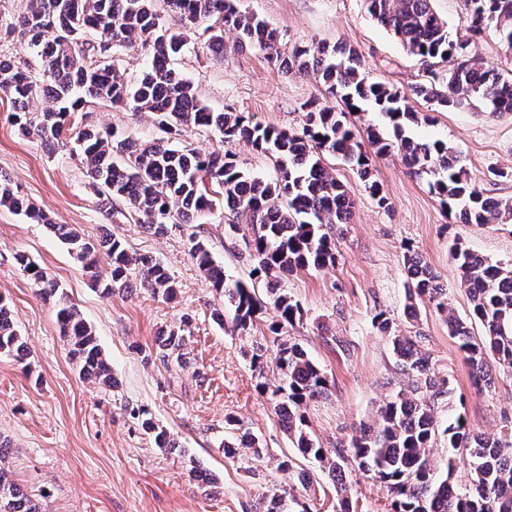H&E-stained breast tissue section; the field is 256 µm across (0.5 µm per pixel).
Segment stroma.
<instances>
[{
  "label": "stroma",
  "mask_w": 512,
  "mask_h": 512,
  "mask_svg": "<svg viewBox=\"0 0 512 512\" xmlns=\"http://www.w3.org/2000/svg\"><path fill=\"white\" fill-rule=\"evenodd\" d=\"M243 11L276 28L287 46L345 43L363 55L369 80L399 91L422 81L417 61L367 14L363 0H239ZM176 67L190 78L200 100L212 110L243 113L252 122L291 131L302 124V107L323 98L314 76L299 77L268 64L263 52L246 49L215 56L201 46L181 52ZM9 99L0 97V173L19 193L56 223L72 225L88 240L105 232L120 238L133 255L160 261L178 284L174 299L155 297L141 286L132 292L103 295L90 272L46 227L0 208V298L30 352L28 365L0 358V439L10 445L4 466L12 478L47 512H263L274 492L288 489L308 512H336V490L317 462L293 447L288 433L259 383H277L279 341L301 345L328 380L326 397L311 402L309 431L321 447H348L363 425L403 384L391 342L374 324L378 312L393 320L397 335L414 336L430 356L438 377L452 389L442 418L464 413L476 432L497 435L512 425V377L490 366L486 385L476 387L456 340L448 333V315L469 314L468 294L449 256L460 242L494 262L512 260L511 224H463L448 219L425 180L406 173L397 153L375 158V178L390 206L377 207L355 170L329 158L337 178L351 191L355 205L349 223L336 232L337 262L322 270H301L283 287L303 309L299 323L283 337L271 336L273 313L263 314L248 332L220 324L213 311L223 297L190 256L187 239L197 234L227 276L251 280L250 234H228L220 219L182 224L164 236L108 215L70 148H50L36 136L22 135L7 116ZM88 122L130 134L139 142L166 137L150 113L99 107ZM416 135L441 139L462 154L467 171L484 195L512 199V119H493L474 110L431 113ZM180 143L218 147L235 155L240 166L271 180L270 156L241 141L195 128ZM507 171L504 179L493 170ZM412 244L448 289V314L421 310L406 321V277L401 247ZM24 253L65 290L71 303L94 328L112 367L114 387L84 381L60 333L56 308L15 265ZM184 338L187 365L153 355L160 332ZM263 345L268 359L254 368L249 352ZM144 410L177 440L174 448H156L133 411ZM238 431L253 433L262 448L236 456L224 454L226 417ZM293 458V471L277 465ZM357 512H389L386 489L347 464Z\"/></svg>",
  "instance_id": "35a3bbf8"
}]
</instances>
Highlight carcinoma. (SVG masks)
Listing matches in <instances>:
<instances>
[{
    "mask_svg": "<svg viewBox=\"0 0 512 512\" xmlns=\"http://www.w3.org/2000/svg\"><path fill=\"white\" fill-rule=\"evenodd\" d=\"M157 0H28L14 22L0 21V40L18 39L39 58L40 67L8 59L0 64V94L13 103L11 122L56 146L72 140L92 186L112 204L123 205L122 215L155 236L177 224H202L217 214L232 230L245 224L252 234V274L267 280L266 296L240 280L232 281L214 264L204 240L192 234L188 250L213 288L227 298L217 308L222 322L231 315L234 327L248 331L267 306L276 311L269 330L279 335L301 321L302 310L285 289L283 279L298 270H321L336 263V243L325 228L346 224L353 199L325 156L338 157L355 167L381 208L388 198L372 179V155L387 154L391 143L380 127L368 125L357 137L347 125L346 112L381 113L399 143L406 172L426 180L429 191L450 214L465 224H506L512 221V201L486 197L462 164L457 149L441 140L424 141L413 135L418 112L409 99L422 101L432 112L482 109L491 117L512 114V74L486 70L467 49L492 32L512 50V0H464L465 39L452 40L448 23L433 9L432 0H365L371 19L414 57L428 73L414 84L410 96L371 82L362 54L345 45L283 48L280 33L255 14L239 9L237 0H163L181 28L165 24ZM234 34L232 48L257 49L273 66L287 73L315 74L331 104L304 106L301 129L294 132L253 123L238 112H213L198 97L193 83L172 66V58L187 48L195 35L212 53L224 55V33ZM139 45L151 65L134 83L116 68L123 50ZM448 64L442 74L434 72ZM103 103L130 112H150L167 133L178 135L193 126L212 130L227 141L243 140L276 160L278 175L267 181L244 171L234 156L219 149L175 148L160 142L140 143L111 128H93L75 121ZM0 207L43 224L86 267L105 253L111 263L102 293L125 292L131 271L140 285L171 299L176 283L167 268L150 256H133L123 242L106 233L88 241L67 224H55L39 207L0 175ZM403 267L408 285L405 313L418 317L419 305L448 312L447 292L438 275L419 252L405 244ZM451 258L461 271L470 310L466 319L448 316V333L457 339L475 381L485 380L487 359L512 377V263L491 262L453 244ZM19 269L52 300L57 321L67 338L79 375L86 381L111 386L112 369L92 327L70 303L60 284L50 279L25 254L15 256ZM480 325L481 335L474 333ZM397 365L416 385L402 388L379 407L373 425L360 429L351 441V456L337 450L327 456L307 431L304 405L328 392L324 373L297 343L279 345L276 362L279 385L271 391L275 411L295 448L312 456L332 476L336 512H356L351 488L344 483V463L383 485L391 498L390 512H512V431L487 436L473 431L459 413L450 423L437 416L439 401L452 393L447 380L436 377L429 356L412 338L391 337ZM183 338L164 333L156 355L164 362L186 363ZM28 348L8 304L0 299V357L22 362ZM144 431L158 448L176 447L165 428L145 418ZM448 440L446 476L437 473L431 448ZM465 460L471 480L464 487L451 482L456 463ZM0 512H43L22 496L0 466Z\"/></svg>",
    "mask_w": 512,
    "mask_h": 512,
    "instance_id": "obj_1",
    "label": "carcinoma"
}]
</instances>
